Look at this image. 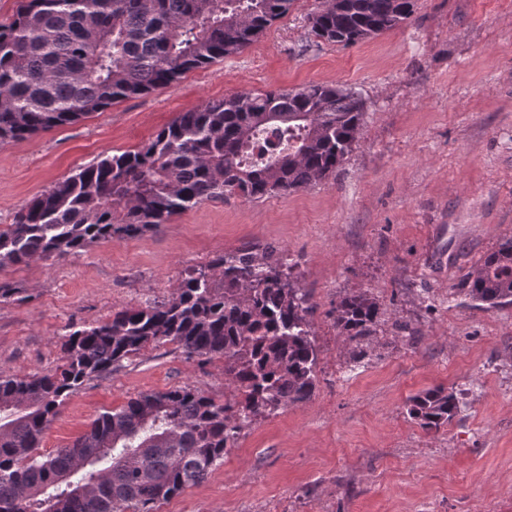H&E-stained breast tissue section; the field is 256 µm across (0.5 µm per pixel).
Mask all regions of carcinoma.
I'll return each instance as SVG.
<instances>
[{"label": "carcinoma", "instance_id": "obj_1", "mask_svg": "<svg viewBox=\"0 0 512 512\" xmlns=\"http://www.w3.org/2000/svg\"><path fill=\"white\" fill-rule=\"evenodd\" d=\"M293 0H21L0 25V143L23 141L176 82L250 47ZM418 0H327L309 19L316 40L344 47L410 22ZM367 100L312 83L243 92L182 112L148 142L57 182L0 228V267L77 256L98 241L157 231L201 202L259 200L315 185L358 144ZM273 245L219 253L185 272L171 296L125 308L63 336L47 373L0 372V512H156L207 479L256 420L314 395V307ZM464 292L512 303V238L489 253ZM0 283V302H26ZM382 310L345 295L334 326L370 341ZM188 359L224 358L231 397L191 385L140 393L101 413L65 448L38 452L44 432L84 383L150 346ZM460 411L453 389L412 396L411 419L438 431Z\"/></svg>", "mask_w": 512, "mask_h": 512}]
</instances>
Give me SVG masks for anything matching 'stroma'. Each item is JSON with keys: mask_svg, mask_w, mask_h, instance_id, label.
I'll list each match as a JSON object with an SVG mask.
<instances>
[{"mask_svg": "<svg viewBox=\"0 0 512 512\" xmlns=\"http://www.w3.org/2000/svg\"><path fill=\"white\" fill-rule=\"evenodd\" d=\"M323 2L295 0L244 52L170 85L0 145L1 225L205 102L309 83L368 102L358 144L314 186L205 201L156 233L0 268V282L33 296L0 302V371L53 370L69 325L167 297L215 254L272 244L296 262L316 307L315 393L255 421L204 482L156 512H512V303L485 308L463 291L512 237V0H419L410 24L348 47L310 36ZM353 291L383 309L356 366L355 343L334 327ZM185 384L223 401V358L147 348L72 395L40 451L72 443L139 393ZM438 385L462 391L461 411L428 433L407 403Z\"/></svg>", "mask_w": 512, "mask_h": 512, "instance_id": "obj_1", "label": "stroma"}]
</instances>
